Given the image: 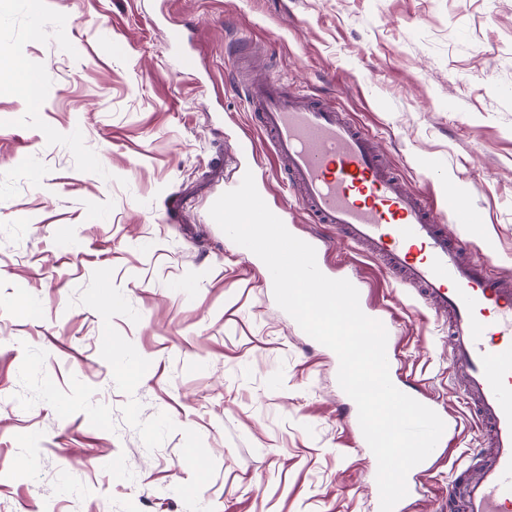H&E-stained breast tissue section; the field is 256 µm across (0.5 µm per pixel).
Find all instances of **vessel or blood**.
<instances>
[{"instance_id": "b4317fda", "label": "vessel or blood", "mask_w": 512, "mask_h": 512, "mask_svg": "<svg viewBox=\"0 0 512 512\" xmlns=\"http://www.w3.org/2000/svg\"><path fill=\"white\" fill-rule=\"evenodd\" d=\"M243 93L313 222L362 246L412 297L448 315L449 359L477 430L490 437L448 498H463L466 512H512V281L466 258L446 228L477 223L476 212L453 185L439 206L427 205L330 102L268 77Z\"/></svg>"}]
</instances>
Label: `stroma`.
<instances>
[{
	"label": "stroma",
	"mask_w": 512,
	"mask_h": 512,
	"mask_svg": "<svg viewBox=\"0 0 512 512\" xmlns=\"http://www.w3.org/2000/svg\"><path fill=\"white\" fill-rule=\"evenodd\" d=\"M0 57L42 83L0 85V512H378L336 354L209 220L228 153L458 421L404 504L444 512L486 447L448 322L311 221L234 74L332 102L429 204L456 184L481 222L449 232L512 278V0H0ZM0 83L13 87L26 103L37 102L41 96V84L38 76L27 66L19 62L0 64Z\"/></svg>",
	"instance_id": "35a3bbf8"
}]
</instances>
